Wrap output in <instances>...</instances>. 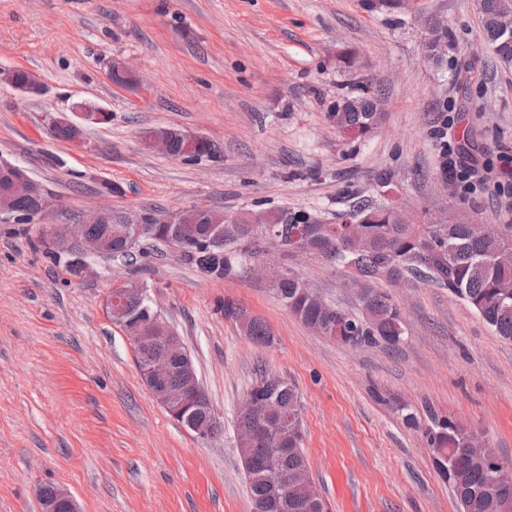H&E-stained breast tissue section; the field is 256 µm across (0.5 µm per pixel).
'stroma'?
Returning a JSON list of instances; mask_svg holds the SVG:
<instances>
[{
  "label": "stroma",
  "mask_w": 512,
  "mask_h": 512,
  "mask_svg": "<svg viewBox=\"0 0 512 512\" xmlns=\"http://www.w3.org/2000/svg\"><path fill=\"white\" fill-rule=\"evenodd\" d=\"M431 17L451 32L438 64L425 49ZM114 65L133 85L112 81ZM0 70L42 86L28 95L0 80V158L45 190L33 223H0V512H39L48 483L82 512H252L235 415L264 370L299 392L311 478L331 512H457L423 434L433 413L512 458V343L447 290L388 286L402 342L352 349L313 332L254 276L209 279L178 249L143 241L130 259L87 257L79 278L49 236L94 208L162 217L288 206L332 224L363 197L419 220L448 195L444 142L449 162L473 169L462 207L512 224V66L492 63L474 0H411L400 13L362 0H0ZM359 85L383 114L366 139L328 118ZM77 102L111 116L84 125L79 146L51 131ZM155 128L208 138L215 152L172 159L144 145ZM264 260L357 313L344 269L274 250ZM122 282L148 288L183 338L224 426L210 443L143 384L131 339L105 310ZM228 297L267 323L269 345L225 319Z\"/></svg>",
  "instance_id": "1"
}]
</instances>
